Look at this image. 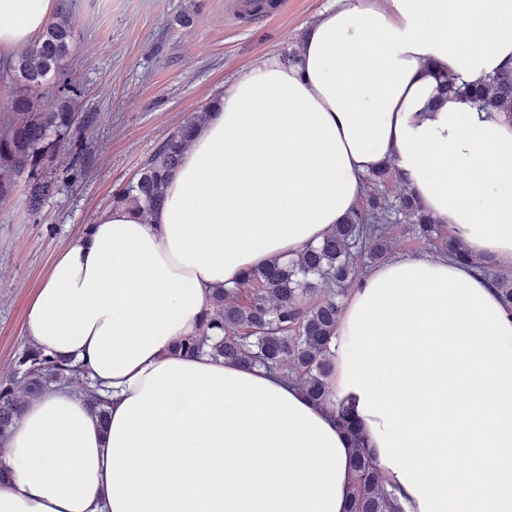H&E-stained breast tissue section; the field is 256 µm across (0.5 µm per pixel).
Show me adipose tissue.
Instances as JSON below:
<instances>
[{"mask_svg":"<svg viewBox=\"0 0 512 512\" xmlns=\"http://www.w3.org/2000/svg\"><path fill=\"white\" fill-rule=\"evenodd\" d=\"M59 0H0V57ZM512 67V0H335L297 65L245 68L195 128L162 205L100 211L23 326L109 397L55 389L0 444V512H345L348 409L403 512H512V310L470 267L395 256L352 288L327 403L279 374L173 354L217 288L317 246L392 164L474 258L512 270V117L434 99ZM75 387L79 391L83 392V395L87 399L88 404L90 406V410L94 417L99 422V424L101 426H105L107 424L108 418V398L98 392L99 389L97 386H95L94 388L87 386L85 389L78 388L77 386Z\"/></svg>","mask_w":512,"mask_h":512,"instance_id":"adipose-tissue-1","label":"adipose tissue"}]
</instances>
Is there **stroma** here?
<instances>
[{
    "mask_svg": "<svg viewBox=\"0 0 512 512\" xmlns=\"http://www.w3.org/2000/svg\"><path fill=\"white\" fill-rule=\"evenodd\" d=\"M238 0H71L75 43L67 61L91 117L74 147H51L37 174L52 183L38 208L28 176L0 202V381L27 345L26 308L59 250L93 224L160 143L223 96L252 63L288 55L332 0H288L285 11L248 20Z\"/></svg>",
    "mask_w": 512,
    "mask_h": 512,
    "instance_id": "1",
    "label": "stroma"
}]
</instances>
